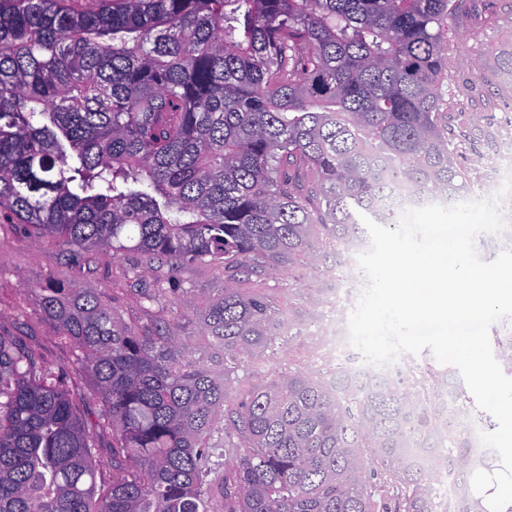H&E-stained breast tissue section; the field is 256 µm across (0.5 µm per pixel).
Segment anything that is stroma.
Listing matches in <instances>:
<instances>
[{"mask_svg":"<svg viewBox=\"0 0 512 512\" xmlns=\"http://www.w3.org/2000/svg\"><path fill=\"white\" fill-rule=\"evenodd\" d=\"M448 27L452 32L448 42L451 68L442 86L443 112L456 133V165L468 186L455 197L460 203L472 200V187H499L512 177V166L504 160L505 154H512V81L497 64L499 48L512 43V0H464L461 9L449 17ZM368 246V231L362 227L348 244L338 245L335 253L304 265L295 275L267 273L264 288L281 306L296 335L290 353L281 352L253 364L243 373V380L253 384L270 380L289 355L325 370L353 375L372 372L435 409L439 422H450L453 436L469 444L472 457L498 466L497 454L479 439L480 432L495 430L497 423L477 408L455 367L440 364L427 350L370 367L349 340L330 349L329 336L347 328L358 302L357 256ZM133 268L140 271L147 285L168 276L167 267L147 265L136 253L118 258L106 250L77 254L58 239L33 234L26 225L0 222V334L22 337L39 359L59 374L81 412L95 423L99 448L96 479L101 485L111 483L114 473L112 426L99 421L103 406L92 380L81 369L80 351L61 340L35 290L48 284L74 290L95 288L124 318L140 327L149 328L157 319L175 317L186 331L195 333L207 300L216 297L224 286L222 269L197 264L182 274L187 292L181 300L150 304L136 291L129 276ZM451 391L457 392L461 409L455 418L444 408Z\"/></svg>","mask_w":512,"mask_h":512,"instance_id":"obj_1","label":"stroma"}]
</instances>
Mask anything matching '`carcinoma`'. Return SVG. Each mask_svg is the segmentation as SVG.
<instances>
[{
  "mask_svg": "<svg viewBox=\"0 0 512 512\" xmlns=\"http://www.w3.org/2000/svg\"><path fill=\"white\" fill-rule=\"evenodd\" d=\"M461 5L0 0V220L167 266L140 289L152 302L196 264L229 281L199 336L164 319L143 330L94 289H37L84 353L115 475L96 489L77 404L0 335V512H435L412 449L436 414L386 380L290 361L230 396L238 370L292 341L263 289L232 284L315 262L362 214L392 223L383 204L401 185L459 192L441 87ZM446 461L471 470L452 436ZM457 512H487L484 497Z\"/></svg>",
  "mask_w": 512,
  "mask_h": 512,
  "instance_id": "obj_1",
  "label": "carcinoma"
}]
</instances>
